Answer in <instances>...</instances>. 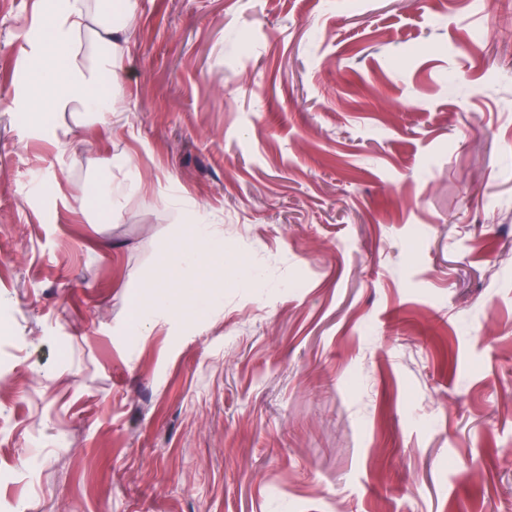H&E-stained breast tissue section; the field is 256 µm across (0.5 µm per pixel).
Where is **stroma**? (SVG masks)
Here are the masks:
<instances>
[{"label":"stroma","instance_id":"35a3bbf8","mask_svg":"<svg viewBox=\"0 0 512 512\" xmlns=\"http://www.w3.org/2000/svg\"><path fill=\"white\" fill-rule=\"evenodd\" d=\"M43 24L0 0V512H512V0H137L112 126L19 112ZM113 156L153 192L88 223Z\"/></svg>","mask_w":512,"mask_h":512}]
</instances>
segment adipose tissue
<instances>
[{"mask_svg":"<svg viewBox=\"0 0 512 512\" xmlns=\"http://www.w3.org/2000/svg\"><path fill=\"white\" fill-rule=\"evenodd\" d=\"M120 2L116 13L110 0L94 8L72 0L50 16L34 47L41 68L23 99L26 111L88 112L107 122L114 118L116 103L105 85L119 77L118 63L129 52L136 20V0ZM83 36L97 49L93 61H85L77 49Z\"/></svg>","mask_w":512,"mask_h":512,"instance_id":"adipose-tissue-1","label":"adipose tissue"}]
</instances>
